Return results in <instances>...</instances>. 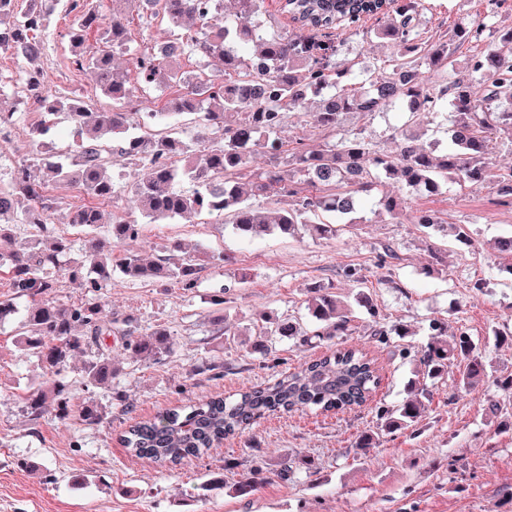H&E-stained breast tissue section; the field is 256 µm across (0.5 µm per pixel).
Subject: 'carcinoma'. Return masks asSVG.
I'll list each match as a JSON object with an SVG mask.
<instances>
[{"mask_svg": "<svg viewBox=\"0 0 512 512\" xmlns=\"http://www.w3.org/2000/svg\"><path fill=\"white\" fill-rule=\"evenodd\" d=\"M32 2L22 13L17 0H0V33H6L0 37V48L10 47L25 60L21 86L37 104V119L30 127L33 163L19 167L10 183L0 186V269L8 274L10 288V294L0 299V319L13 316L16 300H25L20 344L36 355L45 376L40 386L22 397L26 417L34 425L48 415L61 422L76 420L86 427L104 422L97 407L74 405L69 384L61 379L74 355L98 347L101 338L111 336L121 348L156 363L171 355L174 342L161 326L139 334L128 318L125 328L112 330V321L103 315L101 291L114 277L161 285L174 282L190 289L204 269L200 260L178 256L177 243L151 261L130 251L115 254L141 230L138 222L103 208L117 193L112 168L118 161L141 172L130 189L140 198L149 222L229 214L243 237L293 236L308 224L318 236L334 237L336 225L356 223L352 214L357 210V195L368 191L374 173L419 194L438 195L452 182L461 187L491 185L497 202L512 201V167L496 169L487 157V142L493 137L512 142V27L500 32L495 45L467 56L468 72L480 76L475 87L457 76L454 57L461 47L481 39L485 25L456 27L448 37L425 41L419 0H291L288 13L297 23L291 35L286 29L262 28L255 19L258 0H238L235 18L224 20L219 27L212 26V21L223 0H144L152 14L173 27L169 53L155 57L142 53L132 60L140 88L172 90L162 111L151 113L156 125L167 131L146 132L129 124L126 114L137 96L112 69L113 52L127 43L123 18H105L94 0H55L73 17L68 33L71 64L78 70L94 69L102 94L112 102L102 108L67 105V98L48 87L40 65L41 34L50 28L52 13L42 11L41 0ZM365 18L375 19L370 32L396 43L401 56L381 60L361 81L352 68L337 67L335 57L347 42V30L341 24L356 27ZM187 21L200 25L197 32H178ZM90 30L109 49L87 57L81 47ZM187 52L220 59L224 76L201 72L192 80L183 77L175 64ZM425 69L430 73L429 84L424 80ZM311 100L319 101V106L309 113L310 123L335 141L320 150L299 143L289 149V166L277 164L252 176L248 170L252 153L261 150L274 158L281 154L278 117L305 111ZM393 106L412 115L449 114L444 141L425 147L408 124L395 132L396 153L387 154L356 135H338L343 114L374 115ZM65 107L69 122L89 137L79 142L74 157L58 152L47 163L43 137ZM183 114L194 116L197 140L209 142L204 150L192 151L181 134L171 130V119ZM35 166L45 175H37ZM186 181L193 183V190L181 189ZM74 182L90 201L75 208L70 223L90 233L102 224L110 228V239L90 238L85 252L77 257L71 256L70 242L56 232L51 219L63 203L52 187ZM256 195L277 202L293 198L295 203L274 207L261 216L250 204ZM379 211L398 217L403 212L402 198L380 199ZM411 223L432 234L445 232L429 210L415 211ZM20 224L30 227L24 239L18 236ZM493 249L503 260L502 271L512 277V234L495 239ZM64 278L88 289L89 298L68 304L52 297ZM309 293L312 325L266 317L267 326L253 343L255 352L270 355L273 341L282 337L308 344L314 339L351 336L358 330L354 305L372 318L370 335H388L364 291H357L351 303L321 285ZM413 361L415 380L407 397L396 405L378 407L377 431H362L354 442L361 454L374 447L377 433L393 434L422 420L432 401V387L447 374L450 364L462 366L458 394H469L489 381L500 391H512V375L493 376L492 365L477 352L468 333L459 329L450 335L441 320L430 321L429 341ZM116 376L112 358L100 351L84 370L86 382L113 392L115 404L124 412L129 409L126 395L112 391ZM380 384L373 357L341 347L234 400L216 397L162 410L129 426L121 442L135 457L177 465L203 455L267 415L361 407ZM277 467L283 479L300 469L311 477L317 474L312 461L305 459L296 462L285 456ZM262 473L263 467H255L231 487V494L256 492Z\"/></svg>", "mask_w": 512, "mask_h": 512, "instance_id": "carcinoma-1", "label": "carcinoma"}]
</instances>
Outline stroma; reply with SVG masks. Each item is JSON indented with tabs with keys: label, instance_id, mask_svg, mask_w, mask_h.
<instances>
[{
	"label": "stroma",
	"instance_id": "obj_1",
	"mask_svg": "<svg viewBox=\"0 0 512 512\" xmlns=\"http://www.w3.org/2000/svg\"><path fill=\"white\" fill-rule=\"evenodd\" d=\"M422 27L438 36L457 25L486 20L485 45H492L495 27H512V0L487 11V0H422ZM103 13L121 16L128 28L127 47L115 56L118 72L131 74V57L146 51L166 34L160 19L143 11L138 0H103ZM69 21L55 14L46 35L40 63L50 85L72 100L104 103L92 69L67 67ZM396 44L365 34L350 38L337 64L363 67L397 53ZM23 61L0 49V108L14 112L10 138L0 140V183H7L33 149L34 119L17 83ZM407 119L390 108L375 116L346 115L341 131L358 135L375 149L396 148L391 135ZM404 195L408 213L392 220L379 214L384 195ZM487 188L449 184L436 196L403 193L400 184L377 177L371 191L361 193L358 223L333 238L310 233L240 237L231 225L185 217L171 224L145 225L131 248L147 258L161 255L166 244L181 243L186 254L206 251L209 259L195 288L151 281L115 279L104 301L107 316L136 319L140 332L161 326L174 340V352L155 363L123 351L112 339L102 350L121 371L114 390L127 396L128 413L112 407L110 393L85 386L77 356L63 373L76 405L100 407L104 422L87 428L54 419L30 425L21 411V395L43 380L40 362L20 350V318L0 323V512H512V397L501 396L502 411L490 414L486 399L495 394L487 385L477 392L454 396L459 367L440 380L428 416L417 429L380 436L366 457H356L357 435L377 426V408L402 400L412 376L410 353L428 340L431 319L447 321L449 330L463 329L497 374H512V346L496 344L495 331L512 332V280L501 273L491 241L512 232V207L496 206ZM430 209L445 224L467 227L472 241H433L409 214ZM357 269L363 289L377 304L385 326L403 324L409 336H391L381 344L363 333L345 337L346 345L377 358L382 382L372 404L329 416L295 413L271 417L242 435L225 440L200 458L160 468L131 457L119 438L134 421L203 397L230 399L274 380L306 360L335 349L324 340L302 346L275 340L273 357L279 368L263 363L241 340L216 334L210 297L223 292V314L229 326H252L259 314L307 321L310 287L332 288L350 295L354 284L346 269ZM248 283H240L241 274ZM484 290H477V283ZM204 361L223 363L216 378L192 376ZM510 430H502V423ZM314 459L319 473L309 478L295 472L281 480L274 463L280 455ZM457 473H449L448 460ZM263 466L265 482L249 496L228 494L255 466Z\"/></svg>",
	"mask_w": 512,
	"mask_h": 512
}]
</instances>
